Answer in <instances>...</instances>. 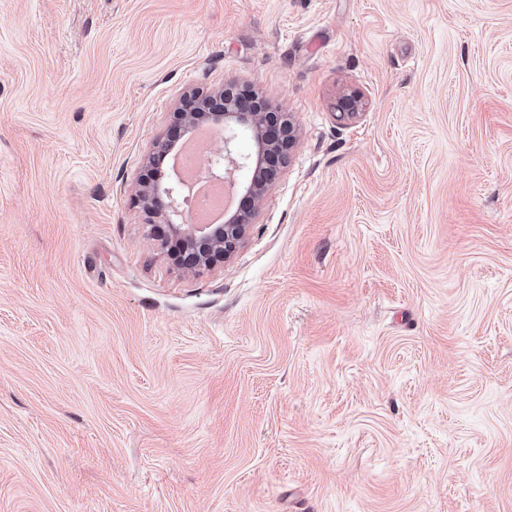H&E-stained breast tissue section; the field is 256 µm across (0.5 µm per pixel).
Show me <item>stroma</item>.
Wrapping results in <instances>:
<instances>
[{"mask_svg": "<svg viewBox=\"0 0 512 512\" xmlns=\"http://www.w3.org/2000/svg\"><path fill=\"white\" fill-rule=\"evenodd\" d=\"M228 83L295 142L192 273ZM0 512H512V0H0ZM227 90L221 89L211 96L210 112H196L199 98L186 97L172 113V122L165 136L156 143L150 161L172 150L179 140L205 121L220 136L224 146L206 159L202 173L227 183L233 196L242 194V207L230 215L225 213V216L223 206L203 213L190 212L191 224H185L183 201L186 186L176 175L175 179L165 183H140L138 188L143 207L153 221L152 228L154 231L158 229L164 237L176 239L184 252L179 255L180 266L189 272L213 268L244 241L253 207L262 200L278 174L279 153L287 152L294 140L293 126L283 113L272 112L267 104L257 105L248 94L230 97ZM283 121H286L287 133L280 138ZM238 133L251 138L252 153L243 154L238 150ZM245 169H248L246 173ZM239 173L245 177L238 179ZM229 187L224 184V196L231 198Z\"/></svg>", "mask_w": 512, "mask_h": 512, "instance_id": "stroma-1", "label": "stroma"}]
</instances>
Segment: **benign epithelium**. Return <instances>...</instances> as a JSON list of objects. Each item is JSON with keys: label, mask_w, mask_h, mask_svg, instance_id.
Here are the masks:
<instances>
[{"label": "benign epithelium", "mask_w": 512, "mask_h": 512, "mask_svg": "<svg viewBox=\"0 0 512 512\" xmlns=\"http://www.w3.org/2000/svg\"><path fill=\"white\" fill-rule=\"evenodd\" d=\"M210 101L211 111L199 112V98H185L172 113V122L165 136L156 143L152 157L172 150L200 122L208 123L220 136L223 148L206 159L202 173L227 183L232 194H242V207L224 216L222 224H187L183 220L186 186L180 179L141 183L138 188L143 207L154 220L152 228L176 239L183 251L180 266L189 272L216 266L244 241L249 228L245 214L251 213L264 197L278 174L279 154L288 151L294 140L293 126L283 123V113L272 111L267 104L257 105L247 94L231 97L227 90L221 89ZM240 133L253 141L252 153L238 150ZM242 172L245 177L240 179L237 174Z\"/></svg>", "instance_id": "1"}]
</instances>
